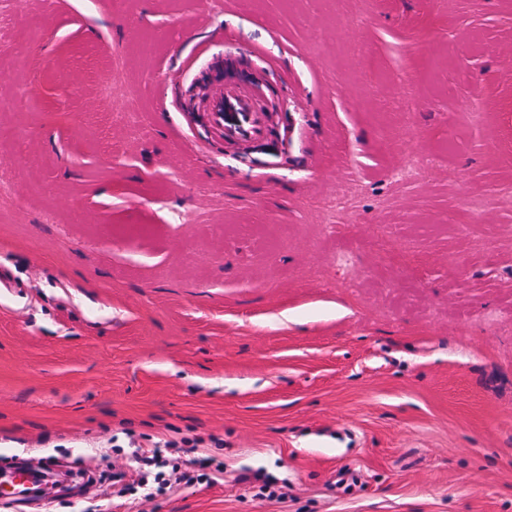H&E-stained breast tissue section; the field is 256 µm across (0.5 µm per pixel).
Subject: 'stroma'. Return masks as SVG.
<instances>
[{
	"mask_svg": "<svg viewBox=\"0 0 512 512\" xmlns=\"http://www.w3.org/2000/svg\"><path fill=\"white\" fill-rule=\"evenodd\" d=\"M0 183V468L110 475L0 512H512V0H0ZM203 101L211 127L225 144L249 147L266 136L271 111L258 87L220 81L205 88ZM137 464L146 475L152 476L153 482L158 485V488L161 489L168 483L164 478V473L156 470L158 468L159 461L157 453L154 452V450H143L140 454H137Z\"/></svg>",
	"mask_w": 512,
	"mask_h": 512,
	"instance_id": "stroma-1",
	"label": "stroma"
}]
</instances>
